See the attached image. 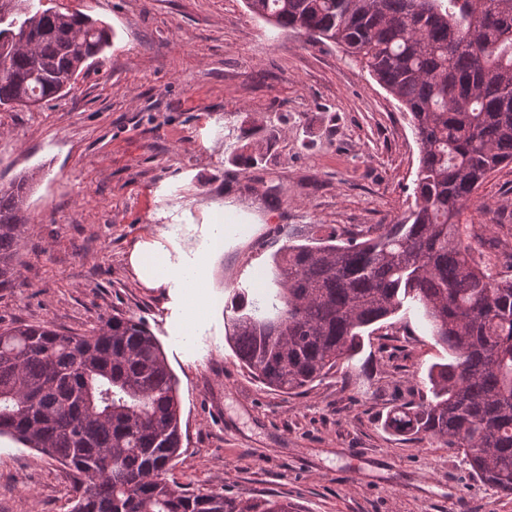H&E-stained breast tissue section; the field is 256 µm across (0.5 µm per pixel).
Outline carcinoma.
<instances>
[{"instance_id": "carcinoma-1", "label": "carcinoma", "mask_w": 512, "mask_h": 512, "mask_svg": "<svg viewBox=\"0 0 512 512\" xmlns=\"http://www.w3.org/2000/svg\"><path fill=\"white\" fill-rule=\"evenodd\" d=\"M270 24L338 45L410 113L420 145L415 204L394 224L273 255L275 293L236 294L226 340L275 391L307 390L359 353L363 331L405 311L450 361L427 372L429 394L393 410L389 428L464 455L472 473L512 493V278L473 258L468 203L512 163V0H245ZM0 22V106L47 101L109 46L87 15L50 9ZM232 162L246 172L271 142L252 129ZM34 177L0 187V291L16 287ZM0 436L82 477L71 512H291L277 500H233L168 479L182 432L176 383L143 321L114 315L87 335L0 326Z\"/></svg>"}]
</instances>
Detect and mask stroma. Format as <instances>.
Masks as SVG:
<instances>
[{
  "label": "stroma",
  "mask_w": 512,
  "mask_h": 512,
  "mask_svg": "<svg viewBox=\"0 0 512 512\" xmlns=\"http://www.w3.org/2000/svg\"><path fill=\"white\" fill-rule=\"evenodd\" d=\"M52 6L114 37L68 95L0 108V184L35 175L0 323L85 334L115 315L142 319L177 382L183 443L169 476L180 484L293 512H512V494L474 477L456 449L385 426L449 360L423 324L392 316L349 366L299 394L265 386L225 340L233 292L269 291L274 228L357 230L407 210L419 146L398 101L340 48L273 27L243 0ZM256 123L272 148L244 173L230 159ZM468 216L476 261L512 277V164ZM146 242L202 269L195 327L183 289L136 275L130 255ZM73 486L68 468L0 437V512H70Z\"/></svg>",
  "instance_id": "35a3bbf8"
}]
</instances>
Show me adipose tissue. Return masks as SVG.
Listing matches in <instances>:
<instances>
[{
    "mask_svg": "<svg viewBox=\"0 0 512 512\" xmlns=\"http://www.w3.org/2000/svg\"><path fill=\"white\" fill-rule=\"evenodd\" d=\"M130 260L143 282L154 288L179 285L187 290L191 306H198L199 296L206 282L198 269L173 267L154 248L144 247L135 250Z\"/></svg>",
    "mask_w": 512,
    "mask_h": 512,
    "instance_id": "1",
    "label": "adipose tissue"
}]
</instances>
